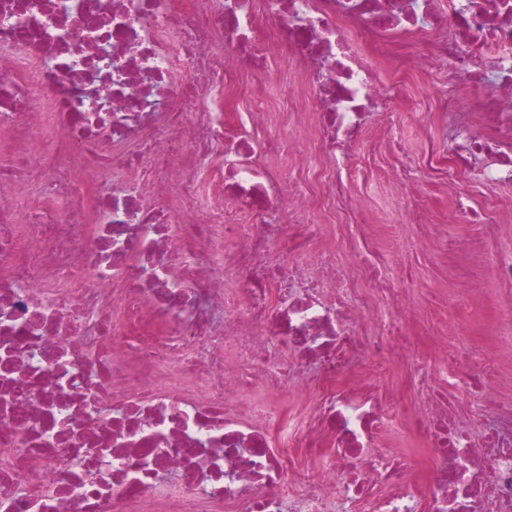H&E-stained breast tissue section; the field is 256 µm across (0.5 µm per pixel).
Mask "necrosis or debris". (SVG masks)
<instances>
[{"label":"necrosis or debris","mask_w":512,"mask_h":512,"mask_svg":"<svg viewBox=\"0 0 512 512\" xmlns=\"http://www.w3.org/2000/svg\"><path fill=\"white\" fill-rule=\"evenodd\" d=\"M409 71L455 122L403 193L476 162L512 184V0H0V512H512L498 364L391 319L369 235L339 276L320 247L360 223L349 153ZM458 218L483 236L429 246L487 254L512 328V248L485 247L512 212Z\"/></svg>","instance_id":"necrosis-or-debris-1"}]
</instances>
